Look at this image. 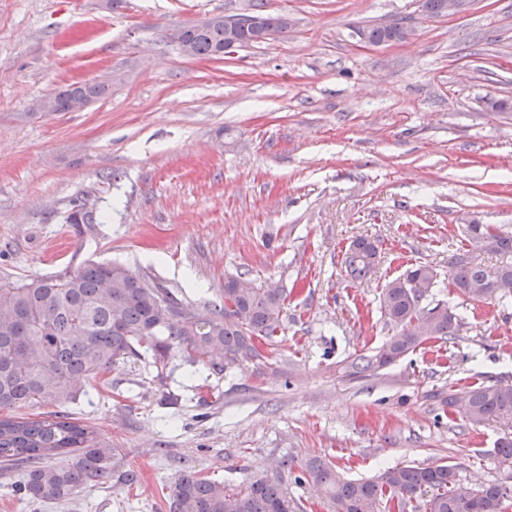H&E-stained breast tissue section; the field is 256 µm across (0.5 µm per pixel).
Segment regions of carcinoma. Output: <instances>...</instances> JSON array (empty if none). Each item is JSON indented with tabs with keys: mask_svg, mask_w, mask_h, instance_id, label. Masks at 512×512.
<instances>
[{
	"mask_svg": "<svg viewBox=\"0 0 512 512\" xmlns=\"http://www.w3.org/2000/svg\"><path fill=\"white\" fill-rule=\"evenodd\" d=\"M256 22L238 32L240 45L262 42L268 32L287 33L280 16L253 5ZM225 18L213 16L177 27V39L191 55L215 57L224 49ZM398 22L367 30L372 44L401 40ZM97 82L72 83L49 95L57 112L70 111L73 100L87 104L104 96ZM67 220L94 223L93 212L76 204ZM475 251L512 254V233L475 221L466 225ZM378 247L355 239L345 252L347 277L363 282L376 268ZM450 286L461 295L491 303L512 298V263L490 271L466 250L448 259ZM430 264L411 266L388 281L380 298L386 321L396 335L379 352L352 363L353 374L383 367L416 350L430 338L453 339L458 321L441 305L424 312L421 300L438 287ZM286 301L283 288H261L244 274L224 278L221 302L205 307L204 321L193 322L194 307L163 285L119 262L84 260L55 276L0 283V412L40 408L48 402H73L85 385L109 374L128 359L147 361L159 369L177 351L190 362L213 370L238 360H261L259 342H270L281 329ZM464 405L459 415L477 426L490 420H512V386L480 384L459 398L450 392L443 404ZM56 456L67 463L51 462ZM0 461L3 472L18 468L15 492L39 503L73 500L91 481L112 480V447L97 432L71 420L65 412L39 418L0 416ZM306 480L333 503L337 512H407L418 497L423 512H512V486L496 481L471 485L460 479L454 464L389 467L370 480H346L332 465L311 459ZM294 506L275 477H261L228 490L224 483L186 472L171 494L170 512H293Z\"/></svg>",
	"mask_w": 512,
	"mask_h": 512,
	"instance_id": "carcinoma-1",
	"label": "carcinoma"
}]
</instances>
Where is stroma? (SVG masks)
<instances>
[{
	"mask_svg": "<svg viewBox=\"0 0 512 512\" xmlns=\"http://www.w3.org/2000/svg\"><path fill=\"white\" fill-rule=\"evenodd\" d=\"M254 2L0 0V280L91 259L200 307L240 272L288 294L265 361L216 372L178 357L160 374L131 359L67 403L137 485L91 482L51 506L0 476V512H168L189 468L230 489L274 474L300 512H335L296 481L316 457L351 479L448 462L463 481L512 485L494 455L512 422L475 427L440 402L512 384V301L446 285L449 257L469 247L462 219L512 232V0L436 17L421 0H262L292 19L288 34L219 59L165 37ZM395 21L403 40L360 36ZM105 78L110 93L83 111L34 107ZM77 200L95 224L67 223ZM359 237L380 260L353 284L344 257ZM420 263L442 283L422 307L462 318L458 336L351 376L396 333L384 285Z\"/></svg>",
	"mask_w": 512,
	"mask_h": 512,
	"instance_id": "obj_1",
	"label": "stroma"
}]
</instances>
